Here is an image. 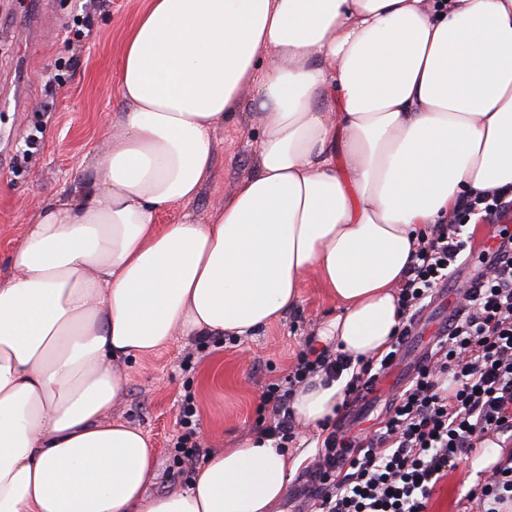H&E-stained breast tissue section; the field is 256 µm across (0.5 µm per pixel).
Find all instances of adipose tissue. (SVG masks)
<instances>
[{"label":"adipose tissue","mask_w":512,"mask_h":512,"mask_svg":"<svg viewBox=\"0 0 512 512\" xmlns=\"http://www.w3.org/2000/svg\"><path fill=\"white\" fill-rule=\"evenodd\" d=\"M247 93L252 173L205 221L157 224ZM119 94L90 191L37 205L0 279V512H274L295 464L251 434L148 496L152 443L110 417L121 364L278 322L311 273L341 305L319 336L386 350L418 236L512 185V0H149ZM345 384L297 388V423L335 418Z\"/></svg>","instance_id":"obj_1"}]
</instances>
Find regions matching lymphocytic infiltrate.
Returning <instances> with one entry per match:
<instances>
[{"instance_id":"f902f5d3","label":"lymphocytic infiltrate","mask_w":512,"mask_h":512,"mask_svg":"<svg viewBox=\"0 0 512 512\" xmlns=\"http://www.w3.org/2000/svg\"><path fill=\"white\" fill-rule=\"evenodd\" d=\"M511 209L512 187H500L464 200L447 223L421 237L399 288L401 326L388 352L356 364L348 354L311 347L298 355L287 385H265L254 431L284 445L296 436L293 389L309 378L350 372L342 402L350 407L399 358L416 316L471 249V218L496 225L483 249V270L463 288L456 315L378 429L343 441L336 422L321 424L323 439L305 467L315 481L307 512H427L439 480L489 441L508 453L466 498L474 512H512V226L501 221ZM195 415L188 401L177 417L172 446L183 465L201 453Z\"/></svg>"}]
</instances>
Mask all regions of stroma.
<instances>
[{"mask_svg":"<svg viewBox=\"0 0 512 512\" xmlns=\"http://www.w3.org/2000/svg\"><path fill=\"white\" fill-rule=\"evenodd\" d=\"M84 0H0V92L24 94L17 111L0 112V277L7 276V257L25 235L36 201L78 198L91 183L94 163L107 147L113 123L125 108L118 94V62L125 32L147 0H108L92 12V39L82 53L67 40ZM59 64L61 87L45 91L44 69ZM54 109L42 111L46 98ZM252 102L243 97L234 122L215 130L214 178L190 204H174L158 221L170 224L190 215L205 219L223 203L254 168L258 133L251 121ZM474 253L459 267L447 287L439 289L424 312L428 334H435L456 299L457 284L471 278L492 225H470ZM339 305L316 275L301 286L298 307L282 321L229 343L201 337H174L161 351L129 362L127 384L113 418L146 431L156 449L155 477L149 494L184 488L170 440L184 398H191L201 448H228L235 437L250 433L258 417L263 386L284 380L296 357L316 330L334 317ZM414 369L399 363L384 385L362 408L361 426L371 427L409 382ZM491 475L475 472L470 461L449 469L434 488L429 512H463L467 492Z\"/></svg>","mask_w":512,"mask_h":512,"instance_id":"stroma-1","label":"stroma"}]
</instances>
